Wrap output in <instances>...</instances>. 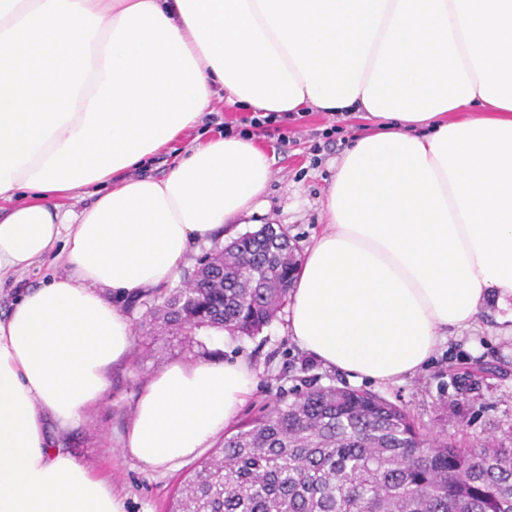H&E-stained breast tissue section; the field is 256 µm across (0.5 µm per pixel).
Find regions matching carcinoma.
<instances>
[{
	"mask_svg": "<svg viewBox=\"0 0 512 512\" xmlns=\"http://www.w3.org/2000/svg\"><path fill=\"white\" fill-rule=\"evenodd\" d=\"M300 258L280 224L224 247V263L146 302L150 333L207 353L200 330L252 337L288 302ZM171 512H512V445L427 438L366 391L307 387L224 434Z\"/></svg>",
	"mask_w": 512,
	"mask_h": 512,
	"instance_id": "cac0c4a2",
	"label": "carcinoma"
}]
</instances>
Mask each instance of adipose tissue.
<instances>
[{"instance_id":"ef3b65f1","label":"adipose tissue","mask_w":512,"mask_h":512,"mask_svg":"<svg viewBox=\"0 0 512 512\" xmlns=\"http://www.w3.org/2000/svg\"><path fill=\"white\" fill-rule=\"evenodd\" d=\"M219 100L379 123L339 158L301 257L300 349L394 385L487 304L512 323V0H0V278L56 246L68 266L0 318V512H126L48 427L83 423L132 355L103 289L163 287L193 243L258 212L271 162L248 137L131 174ZM253 385L242 361L163 366L122 453L179 467Z\"/></svg>"}]
</instances>
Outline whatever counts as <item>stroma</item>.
<instances>
[{
	"label": "stroma",
	"instance_id": "stroma-1",
	"mask_svg": "<svg viewBox=\"0 0 512 512\" xmlns=\"http://www.w3.org/2000/svg\"><path fill=\"white\" fill-rule=\"evenodd\" d=\"M333 126L337 134L325 139L324 131ZM377 128L371 119L311 113L285 121L282 132L257 131L273 172L261 213L225 226L223 237L195 244L182 278H189L225 240L264 224L283 225L297 248L305 249L325 222L323 202L336 160L353 138ZM281 133L288 137L287 146L278 144ZM66 271L65 258L57 251L0 281V314L9 311L19 288L39 285ZM497 314L495 305H487L479 327L446 342L426 367L404 383L387 386L354 380L322 366L291 340L282 314L252 338L213 331L199 332L198 337L218 350L220 360H243L255 370L256 384L239 418L253 416L264 404L291 396L310 383L377 394L404 408L427 436L457 434L478 441L492 434L503 436L512 427V335L498 334ZM197 357L196 350L179 340L156 341L139 330L131 358L113 367L106 396L92 407L84 424L59 436L94 472L111 480L127 512H169L173 496L194 468L188 462L166 473L147 470L121 453L120 439L137 397L154 373L164 365Z\"/></svg>",
	"mask_w": 512,
	"mask_h": 512
}]
</instances>
